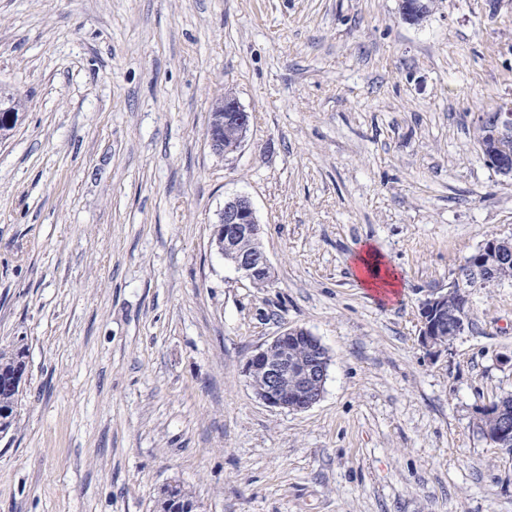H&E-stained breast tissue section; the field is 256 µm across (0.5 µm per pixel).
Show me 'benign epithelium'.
I'll return each mask as SVG.
<instances>
[{
  "label": "benign epithelium",
  "instance_id": "benign-epithelium-1",
  "mask_svg": "<svg viewBox=\"0 0 512 512\" xmlns=\"http://www.w3.org/2000/svg\"><path fill=\"white\" fill-rule=\"evenodd\" d=\"M249 127V113L237 99H224L222 118L211 123L210 145H224V133L234 131L243 139ZM476 142L487 163L503 176L512 177V101L477 114ZM261 225L250 201L238 196L225 202L213 232L217 252L232 261L236 270L257 284H269L273 271L263 250L240 249V241H259ZM512 265V236L492 237L468 258L458 276L446 288L429 291L419 302L421 341L428 347L445 346L450 336L464 332L466 324L448 322L456 315L448 312V296L457 297L461 311L470 308L471 289L501 283ZM330 356L308 329L300 326L281 331L246 362L245 374L256 397L271 407L303 411L317 403L324 390ZM496 423L493 441L512 448V403L501 402L483 410Z\"/></svg>",
  "mask_w": 512,
  "mask_h": 512
}]
</instances>
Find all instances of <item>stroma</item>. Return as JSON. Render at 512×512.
<instances>
[{
  "mask_svg": "<svg viewBox=\"0 0 512 512\" xmlns=\"http://www.w3.org/2000/svg\"><path fill=\"white\" fill-rule=\"evenodd\" d=\"M0 0V345L25 337L0 512H512L481 412L512 392V281L447 345L418 305L489 237L512 178L473 121L512 101V0ZM250 115L236 153L213 103ZM247 197L275 278L216 251ZM400 274L390 300L353 255ZM330 355L321 399L265 405L247 360L287 327ZM211 117L212 120L221 118L220 121H211L209 135L211 147L217 150L224 145V148L217 153L219 155L236 152L241 146L238 138L233 134H224V131H234L240 139H244L249 127V113L243 109L237 99L224 98V112H221V100L218 99L212 107L210 119ZM177 487H178V490L174 493L170 492L169 485H166L161 488V490L158 494V499H157V503H156V508H157L156 511L157 512H168L170 510L171 511H180V512H189V510H187L189 499H193L192 504H191L192 512H209L207 510L205 503L199 499H194L196 497L190 490H188L185 487L180 486V485ZM177 495L181 496L180 497L181 501H180V503L175 504L176 500H172V498ZM174 509H176V510H174Z\"/></svg>",
  "mask_w": 512,
  "mask_h": 512,
  "instance_id": "stroma-1",
  "label": "stroma"
}]
</instances>
